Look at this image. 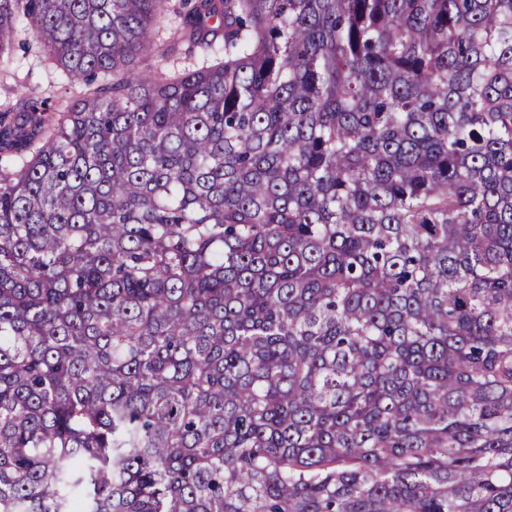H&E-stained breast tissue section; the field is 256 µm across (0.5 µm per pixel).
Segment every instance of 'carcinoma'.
<instances>
[{"instance_id":"1","label":"carcinoma","mask_w":512,"mask_h":512,"mask_svg":"<svg viewBox=\"0 0 512 512\" xmlns=\"http://www.w3.org/2000/svg\"><path fill=\"white\" fill-rule=\"evenodd\" d=\"M21 24L84 92L0 109V512H512V0Z\"/></svg>"}]
</instances>
